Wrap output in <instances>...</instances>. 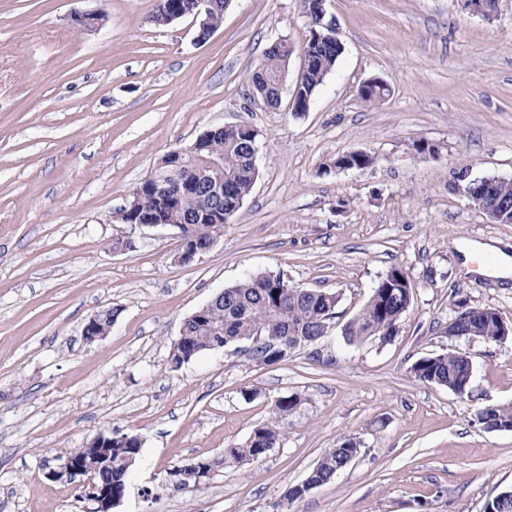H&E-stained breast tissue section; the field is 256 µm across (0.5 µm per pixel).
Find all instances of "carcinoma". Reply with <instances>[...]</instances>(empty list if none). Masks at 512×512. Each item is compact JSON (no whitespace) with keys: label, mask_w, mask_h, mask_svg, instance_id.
<instances>
[{"label":"carcinoma","mask_w":512,"mask_h":512,"mask_svg":"<svg viewBox=\"0 0 512 512\" xmlns=\"http://www.w3.org/2000/svg\"><path fill=\"white\" fill-rule=\"evenodd\" d=\"M303 51L313 61L301 72L297 84L302 92L312 96L323 83L339 56L336 54V39L330 38L318 45L307 43ZM293 48L283 46L277 52H267L259 63L270 74L276 73L288 61ZM204 157L217 156L224 164V185L232 191V196L218 198L205 181L197 183L192 193L184 198L170 199L149 194L140 203L139 222L142 224H187L189 234L197 242H206L224 233L225 220L222 211L228 209L230 198L244 199L252 190L256 179L255 151L251 126L241 124L220 132L199 151ZM474 202L484 201V195L508 203V208L496 214L495 220L512 224V181L493 180L490 183L470 182ZM400 270L393 269L382 277L373 288L364 307L356 315L357 324L349 335L348 343L359 344L369 338L388 342L396 335L399 307L408 304L399 282ZM283 274L265 271L224 289V299L206 310L201 323L192 322L188 326L185 340L171 348V362L181 366V355L196 354L207 350L208 345L219 339L233 343L238 336H258L260 340L248 350L250 358L274 365L281 361L273 348V338L288 337L300 343L314 336L322 335L323 324L335 314L339 302L336 293L290 286L283 287ZM460 306L467 311H475L473 324L485 336L493 338L501 330L498 312L490 307L472 309L465 302ZM472 363L456 353H447L437 358L424 357L413 366V372L420 380L444 386L458 396H469L472 389L470 373ZM279 440L276 423H266L256 428L243 448L229 449V457L236 462L255 460L266 454L268 445ZM135 443L112 438L109 454L112 466L97 472V483L107 482L112 488L121 490L124 476L130 470V458L138 457L133 450ZM360 443L353 438L343 440L326 452L308 475L310 483L323 485L348 466L351 456L359 455ZM226 459H198L191 468L182 465L169 469L173 478L166 479L168 486L181 490L199 482L202 471H211L224 464Z\"/></svg>","instance_id":"1"}]
</instances>
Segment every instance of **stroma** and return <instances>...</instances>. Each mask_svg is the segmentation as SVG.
Wrapping results in <instances>:
<instances>
[{
  "mask_svg": "<svg viewBox=\"0 0 512 512\" xmlns=\"http://www.w3.org/2000/svg\"><path fill=\"white\" fill-rule=\"evenodd\" d=\"M157 5L0 0V512H94L47 473L102 432L142 440L113 512H484L512 488V431L476 418L512 404V339L455 338L448 322L463 301L512 324V277L462 252L494 241L512 255V224L466 194L476 177L512 180V0L490 21L456 0H327L344 52L298 114L300 0H230L201 42L193 16L153 22ZM86 14L99 24L76 29ZM278 39L294 52L271 108L248 93ZM373 78L389 93L371 104L358 90ZM227 124L258 130V174L209 251L180 265L174 229L112 221L164 155ZM357 149L370 167H329ZM127 236L135 248L116 249ZM394 269L413 294L396 336L348 344L342 326ZM269 270L339 294L330 332L274 365L227 347L173 367L183 320ZM108 308L111 330L86 341ZM448 352L470 359V396L415 377ZM292 394L262 458L163 488L173 466L242 447ZM349 437L360 454L288 501ZM118 314H119L118 309H115V310L107 309V310H102L101 312H99V315L97 313L96 315L91 317L85 323V325L83 327L82 334H83L84 338L89 342H93V341L105 336L110 331L112 326L104 328V327H102L101 321L105 324L114 322V320L116 319ZM99 316H100V318H99Z\"/></svg>",
  "mask_w": 512,
  "mask_h": 512,
  "instance_id": "1",
  "label": "stroma"
}]
</instances>
